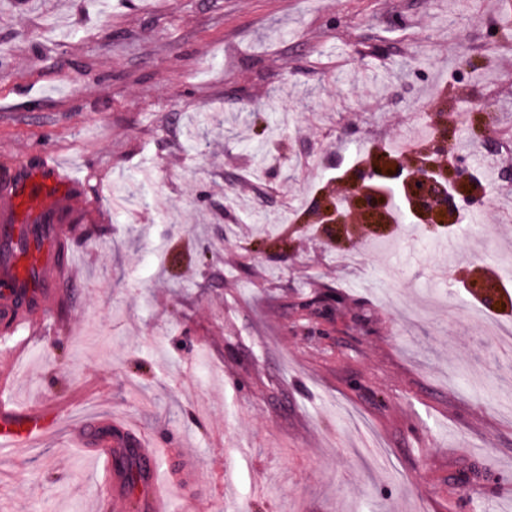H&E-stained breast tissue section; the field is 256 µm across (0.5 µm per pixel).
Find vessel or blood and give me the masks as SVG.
Masks as SVG:
<instances>
[{
	"label": "vessel or blood",
	"mask_w": 512,
	"mask_h": 512,
	"mask_svg": "<svg viewBox=\"0 0 512 512\" xmlns=\"http://www.w3.org/2000/svg\"><path fill=\"white\" fill-rule=\"evenodd\" d=\"M77 183L69 167L54 153H44L36 171L17 169L0 179V210L8 214L19 207L39 208L51 195L64 193ZM65 232L61 224L0 223V239L13 248L12 254L0 257V321L7 325L5 335L0 336V354L12 355L26 348L28 341H46L57 334V325L49 323L47 317L56 300L75 285L71 264L57 261L55 255ZM20 247L33 257L32 267L18 263L14 251ZM11 384V378L0 379V449L5 451L32 446L49 435L54 424L52 411L40 405L26 407L18 420L6 414L5 393ZM135 444L143 466L142 495L132 502L115 494L114 464L119 451L113 448L108 435L100 436L94 451L101 467L100 490L114 499L122 512L132 507L137 512H166L165 500L158 492L155 465L170 451L160 448L153 437H136Z\"/></svg>",
	"instance_id": "obj_1"
}]
</instances>
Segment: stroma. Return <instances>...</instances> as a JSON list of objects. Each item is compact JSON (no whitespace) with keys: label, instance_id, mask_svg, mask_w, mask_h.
Returning a JSON list of instances; mask_svg holds the SVG:
<instances>
[{"label":"stroma","instance_id":"35a3bbf8","mask_svg":"<svg viewBox=\"0 0 512 512\" xmlns=\"http://www.w3.org/2000/svg\"><path fill=\"white\" fill-rule=\"evenodd\" d=\"M510 15L507 0H0V175L46 149L90 175L47 213L84 226L61 333L9 362L17 406L73 410L0 453V512H96L75 418L180 441L196 480L171 487V512H512V353L495 333L512 328V168L490 165L512 147ZM486 104L491 133L456 137L491 212L434 241L337 223L338 169L416 113ZM265 137L277 167L240 173ZM131 192L85 221L97 194ZM305 295L326 299L324 335L296 316Z\"/></svg>","mask_w":512,"mask_h":512}]
</instances>
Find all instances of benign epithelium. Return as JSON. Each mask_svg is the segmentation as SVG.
I'll list each match as a JSON object with an SVG mask.
<instances>
[{
	"label": "benign epithelium",
	"instance_id": "7a95c632",
	"mask_svg": "<svg viewBox=\"0 0 512 512\" xmlns=\"http://www.w3.org/2000/svg\"><path fill=\"white\" fill-rule=\"evenodd\" d=\"M431 118L440 127L439 135L417 154L386 165L369 163L346 178L366 223L380 221L383 204L393 200L395 188L403 190L410 213L422 217L431 237L443 226L448 213L458 208L457 201L484 207L490 204L492 191L454 153L447 132L448 114L433 112Z\"/></svg>",
	"mask_w": 512,
	"mask_h": 512
}]
</instances>
